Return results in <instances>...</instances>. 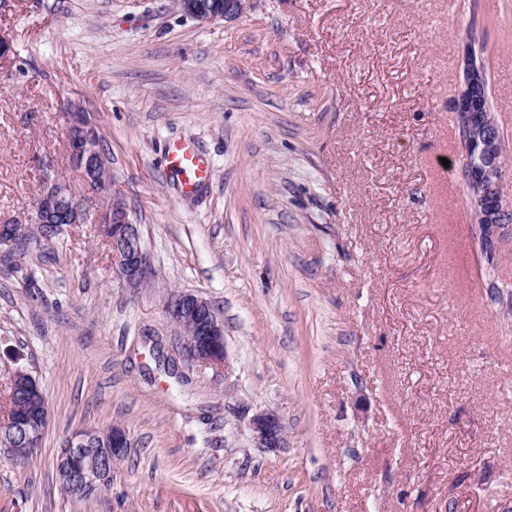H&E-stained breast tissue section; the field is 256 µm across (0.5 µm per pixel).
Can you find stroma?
<instances>
[{
  "mask_svg": "<svg viewBox=\"0 0 512 512\" xmlns=\"http://www.w3.org/2000/svg\"><path fill=\"white\" fill-rule=\"evenodd\" d=\"M0 224H28L42 161L87 214L0 252V388L49 406L29 462L0 457V512H512V252L481 256L455 104L487 46L512 159V0H248L206 24L173 0H6ZM88 112L154 278L127 288L104 207L71 167ZM212 174L183 195L166 147ZM224 320L226 365L173 391L175 291ZM276 413L278 448L248 421ZM123 427L109 489L66 494L55 458ZM11 231L10 237L4 239L0 237V247H4L8 255H23L34 248H40L42 244L48 243L59 238L62 229H48L44 231L40 237H28L24 232L21 224ZM11 243H8V241Z\"/></svg>",
  "mask_w": 512,
  "mask_h": 512,
  "instance_id": "stroma-1",
  "label": "stroma"
}]
</instances>
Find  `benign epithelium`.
Returning <instances> with one entry per match:
<instances>
[{"label":"benign epithelium","mask_w":512,"mask_h":512,"mask_svg":"<svg viewBox=\"0 0 512 512\" xmlns=\"http://www.w3.org/2000/svg\"><path fill=\"white\" fill-rule=\"evenodd\" d=\"M246 0H178V10L200 23L237 16ZM483 56L470 52L464 61V84L455 112L462 146V168L469 170L470 150L476 148L482 166L468 176L469 203L475 222L483 225L484 243L497 252L512 246V194L504 189L506 151L499 127L491 113H475L486 89ZM67 138L72 167L87 188L108 203L100 223L111 233L112 259L128 288H138L152 275L140 226L130 219L120 195L112 192V169L96 145V136L86 113L68 108ZM85 212L71 186L58 176L44 181L31 223L35 232L54 224H82ZM163 312L178 330L182 357L190 365L219 369L225 366L224 323L213 305L189 291L173 293L165 300ZM24 378L12 375L13 386L23 397H33V407L14 421L0 417V452L18 461L39 447L49 409L37 379L18 368ZM252 439L262 448H279L283 443L280 418L269 411L255 413L249 421ZM128 448L123 428L114 426L99 432H82L66 440L56 459V474L66 493L82 497L108 489L114 462Z\"/></svg>","instance_id":"benign-epithelium-1"}]
</instances>
